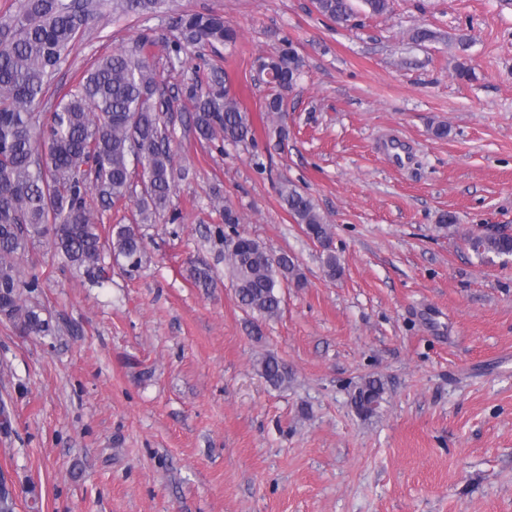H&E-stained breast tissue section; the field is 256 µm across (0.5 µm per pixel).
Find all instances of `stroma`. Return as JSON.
Returning a JSON list of instances; mask_svg holds the SVG:
<instances>
[{"instance_id":"1","label":"stroma","mask_w":512,"mask_h":512,"mask_svg":"<svg viewBox=\"0 0 512 512\" xmlns=\"http://www.w3.org/2000/svg\"><path fill=\"white\" fill-rule=\"evenodd\" d=\"M351 4L339 26L313 0H165L149 20L101 0L52 88H74L143 28L169 34V14L213 11L236 44L159 70L176 86L220 68L255 142L199 140L174 99L171 146L189 175L179 219L143 227L142 266L113 264L94 285L49 241L30 250L42 276L27 300L52 331L0 318V472L17 512H512V261L464 240L512 231V0ZM420 26L436 39L413 43ZM285 37L302 67L280 120L256 65ZM462 65L472 80L456 79ZM285 180L330 225L339 277L281 207ZM228 205L241 235L305 278L282 286L274 319L235 296L218 233ZM268 355L288 384L260 375ZM369 378L384 394L364 416L351 397Z\"/></svg>"}]
</instances>
